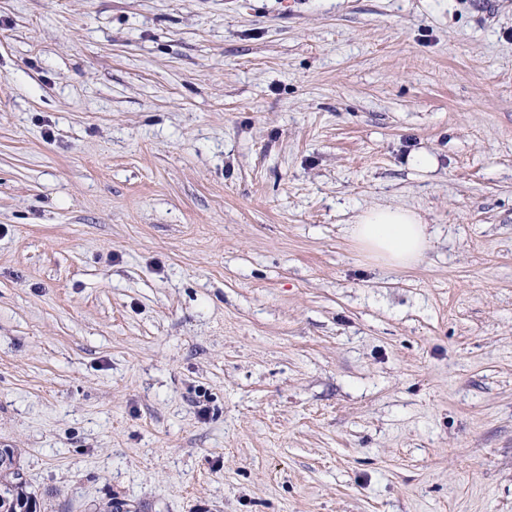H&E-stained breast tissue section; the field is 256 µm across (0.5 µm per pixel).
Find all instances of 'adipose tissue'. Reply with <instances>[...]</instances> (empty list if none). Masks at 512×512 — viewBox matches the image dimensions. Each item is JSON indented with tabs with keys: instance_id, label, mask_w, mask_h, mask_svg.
Instances as JSON below:
<instances>
[{
	"instance_id": "1",
	"label": "adipose tissue",
	"mask_w": 512,
	"mask_h": 512,
	"mask_svg": "<svg viewBox=\"0 0 512 512\" xmlns=\"http://www.w3.org/2000/svg\"><path fill=\"white\" fill-rule=\"evenodd\" d=\"M351 235L369 257L392 267L415 265L428 247L426 224L418 213L401 207L368 209Z\"/></svg>"
}]
</instances>
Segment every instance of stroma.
<instances>
[{
	"instance_id": "stroma-1",
	"label": "stroma",
	"mask_w": 512,
	"mask_h": 512,
	"mask_svg": "<svg viewBox=\"0 0 512 512\" xmlns=\"http://www.w3.org/2000/svg\"><path fill=\"white\" fill-rule=\"evenodd\" d=\"M6 446L49 512H512V0H0ZM352 225L351 235L361 250L388 266H413L428 247L427 224L411 209L371 208Z\"/></svg>"
}]
</instances>
